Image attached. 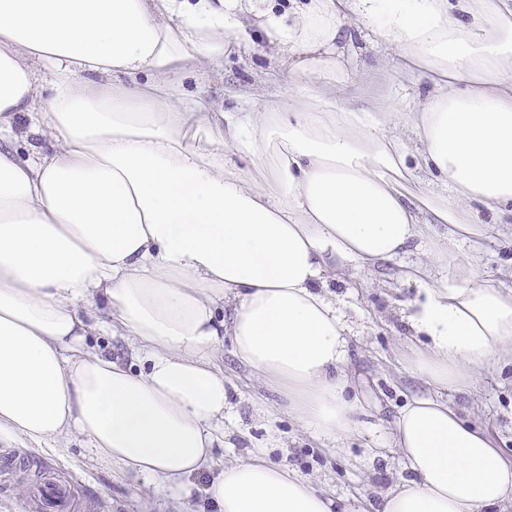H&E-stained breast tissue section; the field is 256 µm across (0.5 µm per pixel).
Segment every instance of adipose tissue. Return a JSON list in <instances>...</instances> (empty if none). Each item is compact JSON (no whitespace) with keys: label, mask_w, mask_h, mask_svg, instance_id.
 Listing matches in <instances>:
<instances>
[{"label":"adipose tissue","mask_w":512,"mask_h":512,"mask_svg":"<svg viewBox=\"0 0 512 512\" xmlns=\"http://www.w3.org/2000/svg\"><path fill=\"white\" fill-rule=\"evenodd\" d=\"M251 26L298 93L204 111L181 76ZM358 41L415 86L409 111L340 102ZM493 235L512 240V0H0V436L75 435L172 490L212 471L215 512H333L266 449L213 471L228 406L214 352L230 343L277 413L348 437L357 405L326 275L415 247L406 366L468 392L512 362V286L476 270ZM84 308L147 369L88 352ZM391 431L409 476L362 512L512 506V458L447 402L413 399Z\"/></svg>","instance_id":"obj_1"}]
</instances>
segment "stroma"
Segmentation results:
<instances>
[{
    "instance_id": "obj_1",
    "label": "stroma",
    "mask_w": 512,
    "mask_h": 512,
    "mask_svg": "<svg viewBox=\"0 0 512 512\" xmlns=\"http://www.w3.org/2000/svg\"><path fill=\"white\" fill-rule=\"evenodd\" d=\"M357 61V77L339 93L344 103L372 110L390 94L404 103L412 101V86L389 89L386 51L360 49ZM183 83L198 103L220 105L228 112L288 94L291 89L287 69L256 37L245 49L226 56L223 63L187 76ZM421 259L414 250L402 261L371 271L347 264L327 279V288L349 327L343 373L349 394L360 405L361 429L349 438L327 441L285 415L269 421L265 412L273 408L276 394L235 359L231 347L218 348L215 360L224 370L231 410L225 420L226 436L215 450L216 465L265 447L271 461L311 479L338 506L349 508L359 498H375L393 487L401 466L397 454L389 450V423L409 398L431 393L423 380L400 363L408 334L405 315L418 294L416 285L401 278V266ZM476 269L511 286L512 244L488 241ZM442 398L484 427L496 446L512 457L511 366L485 372L472 394L446 392ZM57 446V451L47 452L26 448L19 441L0 442V512H33L34 490L44 476L76 492L80 512H203L205 508L204 478L192 479L185 490L173 491L122 478L100 465L83 439L63 438Z\"/></svg>"
}]
</instances>
